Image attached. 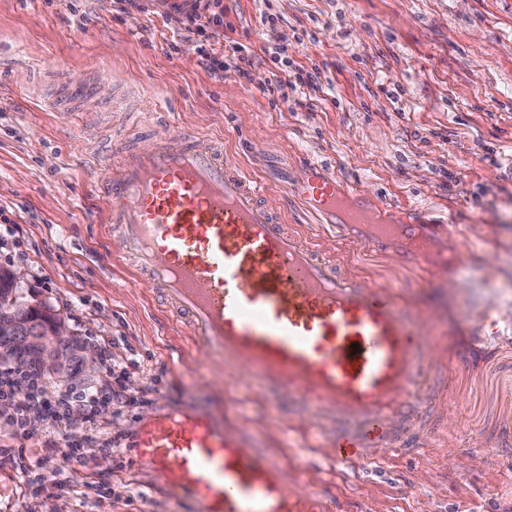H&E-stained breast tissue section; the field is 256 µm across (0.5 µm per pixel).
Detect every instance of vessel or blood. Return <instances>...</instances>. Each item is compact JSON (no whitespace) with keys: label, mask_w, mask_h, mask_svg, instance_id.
Masks as SVG:
<instances>
[{"label":"vessel or blood","mask_w":512,"mask_h":512,"mask_svg":"<svg viewBox=\"0 0 512 512\" xmlns=\"http://www.w3.org/2000/svg\"><path fill=\"white\" fill-rule=\"evenodd\" d=\"M156 131L123 150L100 192L105 222L176 325L230 368L330 433L331 459L378 464L412 452L441 393L438 341L393 287L346 273L313 233L290 227L220 140ZM336 234L362 223L333 181L312 173ZM414 238L377 225L371 245ZM138 466L191 512H334L326 490L290 491L284 467L243 429L198 410H161L133 439Z\"/></svg>","instance_id":"b4317fda"}]
</instances>
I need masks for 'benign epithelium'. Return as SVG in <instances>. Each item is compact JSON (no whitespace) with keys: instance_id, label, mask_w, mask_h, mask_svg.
Returning a JSON list of instances; mask_svg holds the SVG:
<instances>
[{"instance_id":"benign-epithelium-1","label":"benign epithelium","mask_w":512,"mask_h":512,"mask_svg":"<svg viewBox=\"0 0 512 512\" xmlns=\"http://www.w3.org/2000/svg\"><path fill=\"white\" fill-rule=\"evenodd\" d=\"M66 319L63 313L53 310L44 337L24 336L18 308L0 301V337L10 339L14 360L20 363L32 359L44 373L68 370L75 360L83 369L93 367L99 361L96 349L73 340Z\"/></svg>"}]
</instances>
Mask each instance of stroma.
<instances>
[{"mask_svg":"<svg viewBox=\"0 0 512 512\" xmlns=\"http://www.w3.org/2000/svg\"><path fill=\"white\" fill-rule=\"evenodd\" d=\"M219 4L222 24L206 26L224 54L216 78L199 62L202 37L166 23L167 0H141L131 17L122 0H0V228L16 231L0 237V268L16 252L25 294L66 312L77 340L140 356L121 378L131 403L96 431L72 488L0 469V512H187L126 445L164 406L245 428L285 467L289 490L331 487L339 512H512V0ZM308 71L321 81L312 112L300 105ZM271 78L273 104L261 91ZM165 125L223 136L289 223L319 227L301 193L315 168L381 218L415 225L429 249L419 265L398 246H351L329 230L320 243L368 283L398 287L442 339L443 397L416 451L340 474L307 419L246 391L245 369L226 370L169 325L148 283L130 281L122 239L103 228L98 188L112 169L97 155L131 138L149 146ZM462 311L474 321L459 331ZM481 446L498 453L462 466Z\"/></svg>","mask_w":512,"mask_h":512,"instance_id":"stroma-1","label":"stroma"}]
</instances>
